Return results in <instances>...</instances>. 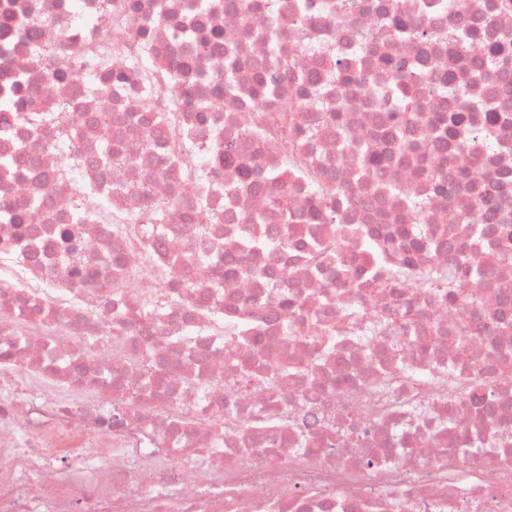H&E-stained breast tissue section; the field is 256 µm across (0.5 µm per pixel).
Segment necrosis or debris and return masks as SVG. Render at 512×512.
<instances>
[{"instance_id":"obj_1","label":"necrosis or debris","mask_w":512,"mask_h":512,"mask_svg":"<svg viewBox=\"0 0 512 512\" xmlns=\"http://www.w3.org/2000/svg\"><path fill=\"white\" fill-rule=\"evenodd\" d=\"M298 2L209 0L189 29L187 0H112L106 13L99 0H0V85L16 84L0 114V200L38 201L19 231L0 225V512H512V224L484 237L504 257L490 275L454 255L473 246L477 192L512 215V158L449 142L468 169L437 189L421 154L387 142L375 106L394 84L425 112L486 101L472 50L409 32L474 27L512 58V0ZM271 53L295 66L266 71L259 109L256 65ZM337 60L353 85L332 74ZM310 77L320 106L290 104ZM60 103L73 108L66 140L44 118ZM327 108L338 119L322 122ZM253 120L257 143L239 137ZM318 122L317 138L282 145L287 127ZM229 139L258 179L225 165ZM106 140L126 164L102 162ZM384 149L395 157L376 180L359 154ZM310 158L354 279L308 265L325 226L305 180L272 178ZM145 179L152 197L127 193ZM203 185L216 222L200 236L188 216ZM276 193L287 214L272 212ZM156 196L172 204L161 223ZM416 197L436 247L404 256L454 269L455 315L480 327L460 341L422 280H406L388 317L367 276L357 231L412 223ZM78 212L87 222L63 236ZM285 223L290 251L246 247ZM448 379L472 393L449 395ZM411 403L431 411L410 417Z\"/></svg>"}]
</instances>
